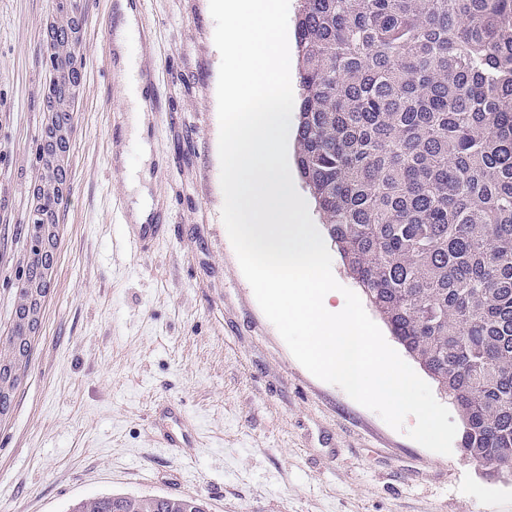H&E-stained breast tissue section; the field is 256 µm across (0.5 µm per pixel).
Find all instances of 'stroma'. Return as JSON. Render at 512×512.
<instances>
[{
	"label": "stroma",
	"instance_id": "35a3bbf8",
	"mask_svg": "<svg viewBox=\"0 0 512 512\" xmlns=\"http://www.w3.org/2000/svg\"><path fill=\"white\" fill-rule=\"evenodd\" d=\"M114 0H80L83 79L49 294L25 376L0 417V512H71L112 494L196 496L208 512H512V477L431 452L292 355L258 305L221 220L209 0H145L131 62L155 69L145 137L120 150L133 91L117 75ZM55 0H0V336L14 324L27 229L44 182L46 31ZM146 169L169 231L125 241ZM175 403L195 447L150 421Z\"/></svg>",
	"mask_w": 512,
	"mask_h": 512
}]
</instances>
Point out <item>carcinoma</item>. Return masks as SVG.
<instances>
[{"mask_svg":"<svg viewBox=\"0 0 512 512\" xmlns=\"http://www.w3.org/2000/svg\"><path fill=\"white\" fill-rule=\"evenodd\" d=\"M295 37V168L324 230L456 406L464 457L512 475V0H298ZM75 512L206 504L112 495Z\"/></svg>","mask_w":512,"mask_h":512,"instance_id":"obj_1","label":"carcinoma"}]
</instances>
